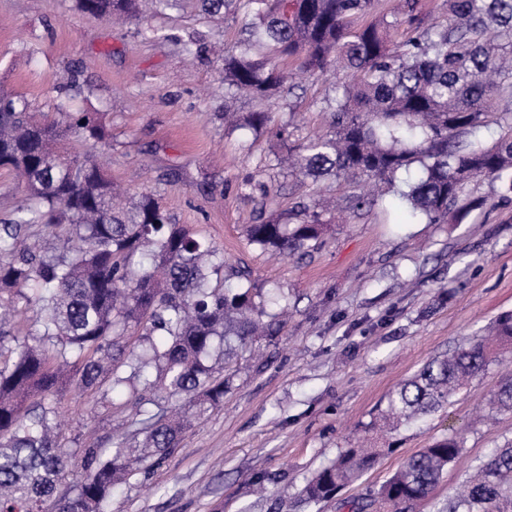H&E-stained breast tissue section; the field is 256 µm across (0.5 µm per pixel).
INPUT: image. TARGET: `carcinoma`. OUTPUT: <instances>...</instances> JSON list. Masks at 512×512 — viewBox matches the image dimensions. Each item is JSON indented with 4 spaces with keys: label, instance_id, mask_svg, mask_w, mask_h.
Wrapping results in <instances>:
<instances>
[{
    "label": "carcinoma",
    "instance_id": "cac0c4a2",
    "mask_svg": "<svg viewBox=\"0 0 512 512\" xmlns=\"http://www.w3.org/2000/svg\"><path fill=\"white\" fill-rule=\"evenodd\" d=\"M209 18L231 12L243 40L224 55V83L274 104L292 76L277 59L292 58L313 77L339 58L354 76L321 107L328 131L294 139L292 122L252 112L244 126L272 127L298 172L319 180L359 177L391 183L413 220L462 222L484 201L464 198L484 178L512 193V0H445L444 22L429 26L419 0H398L394 20L355 27L374 0H198ZM100 17H132L140 0H77ZM404 33L397 34L400 26ZM500 113L498 139L480 138ZM73 133L104 138L95 112L60 110L51 121L22 99L0 96V169L14 173L26 202L0 226V297L33 308L31 344L0 321V512H107L113 490L160 465L183 428L224 401L226 357L281 329L250 271L185 225L174 224L148 191L113 204L112 180L96 160L66 158L57 145ZM40 228L49 243L17 247ZM328 229L317 201L284 216L246 225L250 244L283 257L318 248ZM145 331L130 346L127 332ZM512 345V313L494 336L434 359L392 390L370 427L397 431L450 402ZM67 386L107 397L129 392L127 437L109 448L65 446L59 396ZM512 411V375L489 396ZM158 406L154 412L150 406ZM463 451L449 435L408 457L355 512H410ZM380 448H348L307 480L305 502L333 497L377 462ZM512 506V440L476 466L445 512H505Z\"/></svg>",
    "mask_w": 512,
    "mask_h": 512
}]
</instances>
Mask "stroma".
<instances>
[{
  "instance_id": "1",
  "label": "stroma",
  "mask_w": 512,
  "mask_h": 512,
  "mask_svg": "<svg viewBox=\"0 0 512 512\" xmlns=\"http://www.w3.org/2000/svg\"><path fill=\"white\" fill-rule=\"evenodd\" d=\"M240 38L234 15L211 22L193 0L123 24L82 12L77 0H0V93L51 117L63 102L60 87L79 84L66 102L98 113L107 139L94 145L72 135L74 151L93 155L127 198L151 191L173 222L200 230L258 287L288 299L284 328L229 362L223 404L195 421L160 466L115 489L109 512H349L410 455L457 433L460 458L414 508L440 512L479 461L512 439V412L487 404L512 371V348L448 406L401 428L393 450L335 497L308 505L301 491L353 446L357 426L397 384L512 311V198L480 179L469 195L483 207L459 224H430L410 219L390 184L316 182L269 165L275 138L224 119L228 111L241 120L270 108L246 93L227 94L222 52ZM183 39L193 40L194 56L182 51ZM349 78L341 67L318 79L294 72L287 100L299 136L324 130L320 106ZM258 170L274 194L243 189ZM355 196L369 205L352 209ZM320 197L335 202L340 220L318 250L274 259L245 240L257 209L278 216ZM126 399L114 392L99 406L67 389L65 440L110 445L131 412Z\"/></svg>"
}]
</instances>
